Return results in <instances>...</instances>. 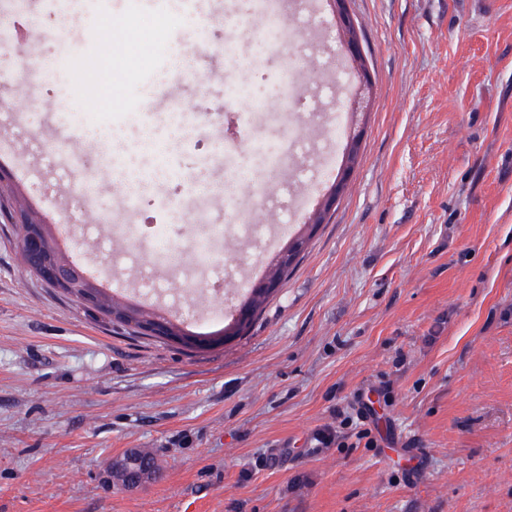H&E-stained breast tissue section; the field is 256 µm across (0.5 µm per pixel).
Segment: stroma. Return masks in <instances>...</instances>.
Returning <instances> with one entry per match:
<instances>
[{"mask_svg":"<svg viewBox=\"0 0 512 512\" xmlns=\"http://www.w3.org/2000/svg\"><path fill=\"white\" fill-rule=\"evenodd\" d=\"M281 2L287 39L263 53L246 0L213 4L208 37L230 58L195 54L182 0H66L36 11L39 40L10 44L0 172L14 209L53 241L69 232L62 255L116 302L207 344L135 336L48 288L0 217V512H512V0H347L372 80L353 159L331 116L349 112L358 66L331 0ZM111 22L140 52L105 72L96 37ZM190 67L209 89L182 81ZM288 69L302 106L263 110ZM107 75L123 111L91 102ZM167 90L220 122L157 142L124 211L131 140L165 124ZM74 109L78 140L55 136ZM274 142L288 159L270 173L252 150ZM104 147L112 175L83 202ZM332 155L348 186L314 231ZM149 224L181 245L171 269L152 270ZM202 225L223 228L204 256ZM299 234L260 317L220 342L249 299L241 281L270 276ZM135 449L160 476L114 485L109 462Z\"/></svg>","mask_w":512,"mask_h":512,"instance_id":"stroma-1","label":"stroma"}]
</instances>
